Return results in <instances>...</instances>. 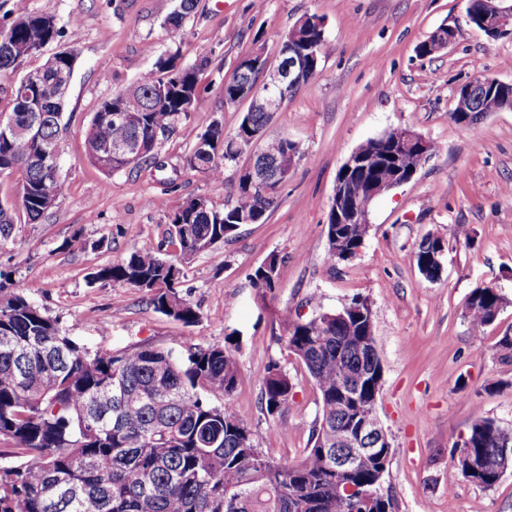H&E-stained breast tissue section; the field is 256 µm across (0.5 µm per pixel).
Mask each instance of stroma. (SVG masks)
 <instances>
[{
    "label": "stroma",
    "mask_w": 512,
    "mask_h": 512,
    "mask_svg": "<svg viewBox=\"0 0 512 512\" xmlns=\"http://www.w3.org/2000/svg\"><path fill=\"white\" fill-rule=\"evenodd\" d=\"M178 0H0V27L20 11L54 16L60 45L78 59L64 104L67 131L58 144L68 190L34 224L17 214L0 243V290L21 293L89 350L176 348L238 337L237 411L265 454L299 459L320 412L312 379L287 349L286 319L368 299L383 364L377 412L393 456L385 484L397 512H512V470L491 489L465 480L451 452L480 416L512 430V111L471 125L451 117L457 87L476 77L512 83V37L497 40L466 27L431 56L416 48L444 25L462 24L465 0H199L186 21L180 60H207L194 112L159 150L166 168L107 174L86 154L85 132L102 99L134 84L169 49L164 19ZM324 20L325 45L315 74L274 113L267 134L294 141L298 160L279 203L262 224L185 265L177 290L199 313L187 326L154 310L119 283H90L97 268L132 252L162 249L165 213L191 197L223 208L235 192L233 169L221 181L184 168L197 134L212 121L233 134L247 103H225L222 84L254 40L269 56L281 35L306 15ZM407 127L432 140L435 152L415 177L377 197L358 255L326 259V218L336 176L367 140ZM165 210L148 206L150 197ZM81 236L85 245L74 248ZM444 247L431 279L415 253L425 237ZM280 259L276 285L251 276L269 255ZM495 288L505 305L484 335L466 318L473 291ZM278 362L292 384L290 401L268 415L262 376Z\"/></svg>",
    "instance_id": "35a3bbf8"
}]
</instances>
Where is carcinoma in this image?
Returning <instances> with one entry per match:
<instances>
[{
	"instance_id": "carcinoma-1",
	"label": "carcinoma",
	"mask_w": 512,
	"mask_h": 512,
	"mask_svg": "<svg viewBox=\"0 0 512 512\" xmlns=\"http://www.w3.org/2000/svg\"><path fill=\"white\" fill-rule=\"evenodd\" d=\"M197 0H180L164 22L171 43L185 36L184 23ZM63 31L54 17L24 12L0 31V72L14 71L41 55ZM324 30L311 27L306 37L287 44L301 56L313 49L322 55ZM255 57L236 67L235 79L222 86L224 102L237 104L256 84L253 63L269 59L265 46L254 47ZM77 55L55 54V63L36 67L42 71L40 109L32 111L23 94V81L11 88L0 116L16 125H36L37 136L5 137L0 134V175L21 177L20 207L35 223L46 213L42 199L63 196L67 185L52 177V160L45 150L58 144L67 126L61 112L63 77L73 73ZM206 62L185 65L179 52L160 54L152 68L133 85L112 92L101 101L86 136L88 159L114 173L139 170L157 163L158 148L189 117L200 100L199 74ZM120 107L125 121L102 117ZM272 114L244 112L236 133L224 135L217 121L196 137L184 165L216 181L224 169L238 165L257 144L250 157L258 183L237 176L233 202L217 210L199 206V198L165 213L168 242L178 254L173 259L159 251H135L128 257L96 270L94 282L121 283L147 296L154 309L186 326L199 318L195 307L179 296L176 285L182 266L198 254L235 235L243 224H262L277 206L284 181L264 175L260 164L271 166L298 146L286 137L267 139ZM411 130L395 128L358 147L374 164L385 162L393 143L407 140ZM140 141L145 153L135 163L112 156L109 148L120 142ZM381 172L351 173L344 177L347 193L364 208L372 203L373 181ZM14 205L0 201V241L14 226ZM359 224L336 223L335 211L327 218V259L336 257V242L354 251L362 246ZM251 276L256 288L275 287L278 257L267 258ZM467 319L477 335L495 322L493 310L503 299L492 288L475 290L468 301ZM370 317L318 311L307 320L287 322L289 351L303 364L320 395V417L310 447L303 456L283 467L272 465L254 444L252 432L232 403L238 383L239 345L227 339L220 344H195L178 353L172 348L130 347L118 351H89L80 346L22 294L0 298V439L14 443L19 460L0 465V512H382L380 500L362 510L356 495L336 491V472L327 457L336 447V432L352 426L354 419L371 412V398L382 378L380 357L368 351ZM361 381L359 404L336 406L337 397L351 381ZM292 381L276 362L262 377V396L273 415L288 402ZM220 396L216 405L210 396ZM495 420H476L466 441L455 448L453 459L461 475L490 489L512 469V453L504 454ZM393 449L366 462L361 470L344 477L358 490H375L380 470L389 464ZM479 470L466 471V459Z\"/></svg>"
}]
</instances>
